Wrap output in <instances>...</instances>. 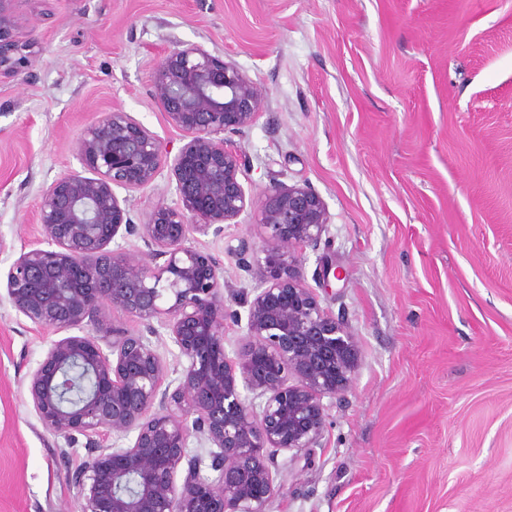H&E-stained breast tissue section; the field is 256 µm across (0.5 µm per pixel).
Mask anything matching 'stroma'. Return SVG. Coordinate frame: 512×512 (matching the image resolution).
Here are the masks:
<instances>
[{
    "label": "stroma",
    "mask_w": 512,
    "mask_h": 512,
    "mask_svg": "<svg viewBox=\"0 0 512 512\" xmlns=\"http://www.w3.org/2000/svg\"><path fill=\"white\" fill-rule=\"evenodd\" d=\"M36 53L0 76V271L41 240L42 189L80 170L96 113H130L177 154L152 97L167 51L203 45L265 95L228 142L259 194L307 186L330 217L301 271L354 337L352 387L318 448L277 457L269 512H512V0H14ZM134 223L170 171L117 189ZM191 246L224 263L234 351L255 281L254 214ZM341 273L320 289V264ZM58 332L0 297V512H71L84 436L41 424L27 376Z\"/></svg>",
    "instance_id": "1"
}]
</instances>
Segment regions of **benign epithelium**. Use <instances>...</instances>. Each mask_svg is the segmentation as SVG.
<instances>
[{"label": "benign epithelium", "mask_w": 512, "mask_h": 512, "mask_svg": "<svg viewBox=\"0 0 512 512\" xmlns=\"http://www.w3.org/2000/svg\"><path fill=\"white\" fill-rule=\"evenodd\" d=\"M11 2L0 0V75L17 74L35 54L20 41ZM151 85L186 139L177 154L129 113H98L79 141L83 171L41 192L36 223L47 247L22 251L6 273L9 302L34 325L101 333L52 341L29 374L28 395L48 432L87 439L89 459L71 478L76 512H268L281 491L278 454L318 447L324 399L350 388L358 363L354 338L298 272L297 252L318 247L328 230L327 206L309 187L246 192L241 157L223 135L255 123L263 96L236 64L201 45L178 46L158 60ZM167 166L176 202L133 223L115 189L144 188ZM248 212L262 246L240 250L256 286L231 357L224 321L237 312L224 303V263L186 241L218 237ZM122 229L144 242L145 256L110 249ZM113 310L155 336L157 320L177 349L175 364L148 338L110 326ZM76 368L90 388L68 400ZM111 434L128 445L105 447ZM192 436L212 447L216 476H203L188 455Z\"/></svg>", "instance_id": "7a95c632"}]
</instances>
